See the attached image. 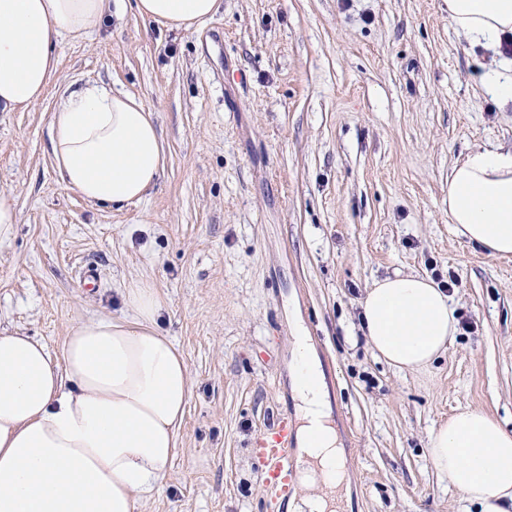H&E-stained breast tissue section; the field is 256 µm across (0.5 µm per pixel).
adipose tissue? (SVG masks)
I'll return each instance as SVG.
<instances>
[{"label": "adipose tissue", "mask_w": 512, "mask_h": 512, "mask_svg": "<svg viewBox=\"0 0 512 512\" xmlns=\"http://www.w3.org/2000/svg\"><path fill=\"white\" fill-rule=\"evenodd\" d=\"M124 0H0V110L35 106L57 68L64 37L98 31ZM161 26L194 28L220 0H134ZM448 19L471 44L512 41V0H448ZM51 152L64 184L115 209L140 201L164 164L152 112L134 95L91 85L66 91L50 120ZM448 218L470 242L512 255V150L475 151L448 176ZM126 316L74 325L53 357L40 340L0 330V512H136L160 493L192 394L188 364L158 327L152 284L122 293ZM373 351L400 369L429 367L457 332L443 288L417 274L375 281L362 302ZM296 410L301 450L292 512H335L343 453L307 336ZM434 468L480 512H512V429L465 408L428 435Z\"/></svg>", "instance_id": "1"}]
</instances>
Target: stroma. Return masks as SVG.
Wrapping results in <instances>:
<instances>
[{"mask_svg":"<svg viewBox=\"0 0 512 512\" xmlns=\"http://www.w3.org/2000/svg\"><path fill=\"white\" fill-rule=\"evenodd\" d=\"M40 103L0 112V328L60 354L72 326L121 315L151 282L192 394L163 492L138 512H272L252 448L294 406L297 331L333 370L347 512H475L425 453L461 408L512 427V257L448 221V174L512 148L494 56L446 0H220L191 30L132 11L63 40ZM139 97L165 151L156 183L116 210L67 188L50 153L64 91ZM449 284L458 331L425 370H397L361 330L375 280ZM17 224V210L14 202L6 195H0V240L11 236L13 225Z\"/></svg>","mask_w":512,"mask_h":512,"instance_id":"1","label":"stroma"}]
</instances>
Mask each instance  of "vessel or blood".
Instances as JSON below:
<instances>
[{"label":"vessel or blood","instance_id":"1","mask_svg":"<svg viewBox=\"0 0 512 512\" xmlns=\"http://www.w3.org/2000/svg\"><path fill=\"white\" fill-rule=\"evenodd\" d=\"M263 475L276 490L278 512H287V503L296 489L298 459L295 420L290 413L280 414L273 441L256 448Z\"/></svg>","mask_w":512,"mask_h":512}]
</instances>
